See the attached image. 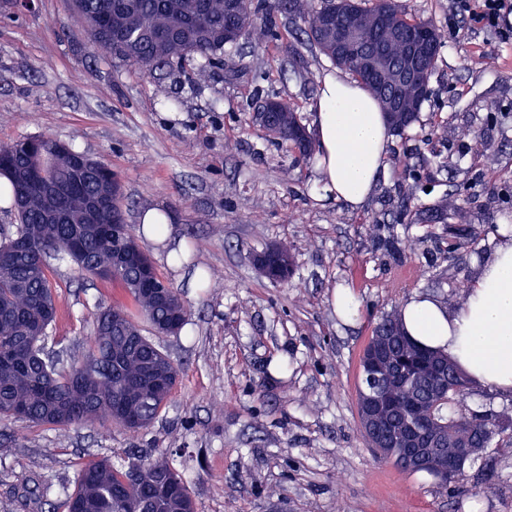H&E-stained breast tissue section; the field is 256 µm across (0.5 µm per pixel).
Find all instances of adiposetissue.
<instances>
[{"instance_id":"obj_1","label":"adipose tissue","mask_w":512,"mask_h":512,"mask_svg":"<svg viewBox=\"0 0 512 512\" xmlns=\"http://www.w3.org/2000/svg\"><path fill=\"white\" fill-rule=\"evenodd\" d=\"M316 172L326 198L355 208L375 185L391 132L378 102L341 72L323 80L315 102ZM405 329L438 348L471 379L512 396V233H504L471 284L461 309L413 294L401 306Z\"/></svg>"}]
</instances>
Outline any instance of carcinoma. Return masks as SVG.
I'll return each mask as SVG.
<instances>
[{
    "label": "carcinoma",
    "instance_id": "obj_1",
    "mask_svg": "<svg viewBox=\"0 0 512 512\" xmlns=\"http://www.w3.org/2000/svg\"><path fill=\"white\" fill-rule=\"evenodd\" d=\"M88 37L92 53H106L118 62L134 65L147 77L166 76L187 62L195 63L196 82H207L214 68L224 62L226 49L238 45L233 27L250 34L257 44L279 42L288 54L294 45L281 40L275 17L283 15L304 23L308 43L332 65L363 83L386 108L395 98L406 101L409 121L392 129L403 133L419 120L429 95L410 97L399 84L374 85L363 74L336 59L326 21L336 16L356 27L362 39L375 38L366 20L380 6L376 0H65ZM430 26L435 46L427 61L433 76L441 58L443 42L438 28L416 19L403 9L388 15V26ZM276 117L260 128L262 135L285 145L302 161L319 153V144L302 122L298 106L287 98L266 96ZM0 199L7 198L16 224L0 228V421L28 420L63 428L110 423L129 431L147 430L172 398L180 368L150 337L143 334L137 316L151 328L176 322L183 328L190 311L180 294L153 270L142 280L135 265L113 268L120 248L152 258L140 247L132 225L124 222L121 181L108 165L74 147L37 136L0 143ZM45 183L72 184V198L64 207L51 209L44 197L23 193L25 178ZM105 194L108 198L100 223L88 224L86 203ZM459 194L443 196L419 212L424 223L445 219L457 208ZM265 261L273 285L288 283L294 255L286 242H274L257 252ZM56 256L115 288L131 300L99 306L92 313V330L86 351L77 362L64 368L45 352V340L56 318L57 295L46 259ZM366 347L379 355L383 370L404 364L420 354L427 361L446 366L435 376L441 395L423 406L416 421L424 430L443 439L453 453L462 442L471 448H492L499 456H512V408L499 411L458 412L467 396L456 373L459 369L447 353L424 347L404 330L402 315L394 309L379 318ZM410 383H383L395 401L407 405L420 395L419 384L429 373L411 370ZM172 451L130 453L121 466L107 457L79 463L73 489L67 492L68 512H124L123 498L149 500L150 512H200L183 473L171 459ZM483 458L477 453L465 461L459 477L440 488L463 493L469 471Z\"/></svg>",
    "mask_w": 512,
    "mask_h": 512
}]
</instances>
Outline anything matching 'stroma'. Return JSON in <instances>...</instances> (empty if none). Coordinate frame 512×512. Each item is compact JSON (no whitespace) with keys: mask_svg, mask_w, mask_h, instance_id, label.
Here are the masks:
<instances>
[{"mask_svg":"<svg viewBox=\"0 0 512 512\" xmlns=\"http://www.w3.org/2000/svg\"><path fill=\"white\" fill-rule=\"evenodd\" d=\"M396 2L433 21L444 48L419 123L392 137L356 210L318 199L314 164L295 165L253 122L258 75L265 94L292 99L310 120L334 67L309 44L287 55L246 36L207 83L189 64L157 81L91 56L62 0L0 11V142L73 143L119 174L133 227L148 209L171 214L170 244L141 246L191 310L178 335L159 339L181 372L149 430L0 423V439L22 444L0 457V512H31L19 491L39 475L53 482L55 512H66L81 458L118 463L134 448L181 449L176 465L201 512H512V457L495 459L491 488L453 496L376 460L358 424L359 358L380 315L416 292L456 310L455 283L474 279L512 225V42L458 15L453 0ZM169 97L177 108L162 109ZM457 190L446 223L401 215ZM275 241L295 257L283 287L252 260ZM173 247L191 250V262L170 264ZM52 278L59 315L45 346L76 361L94 306L121 292L66 261L53 263ZM339 287L357 297L355 323L336 314Z\"/></svg>","mask_w":512,"mask_h":512,"instance_id":"1","label":"stroma"}]
</instances>
